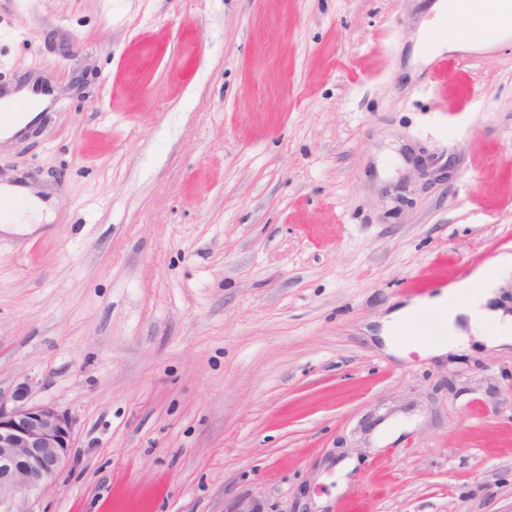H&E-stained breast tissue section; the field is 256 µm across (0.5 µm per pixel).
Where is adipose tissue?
<instances>
[{
	"label": "adipose tissue",
	"instance_id": "obj_1",
	"mask_svg": "<svg viewBox=\"0 0 512 512\" xmlns=\"http://www.w3.org/2000/svg\"><path fill=\"white\" fill-rule=\"evenodd\" d=\"M431 10L433 18L420 32L414 46L415 59L423 61L447 51L484 49V42L470 35L463 25L462 0H434ZM442 22L454 25L455 30L447 38H434L433 33ZM495 298V282L491 279L484 280L477 294L461 302L445 290L418 297L389 314L379 335L387 352L401 355V348L392 341L394 328L429 312L438 317L443 332L428 347V354L442 356L458 351L470 333L479 336L486 345L505 347L512 344V315L496 306Z\"/></svg>",
	"mask_w": 512,
	"mask_h": 512
}]
</instances>
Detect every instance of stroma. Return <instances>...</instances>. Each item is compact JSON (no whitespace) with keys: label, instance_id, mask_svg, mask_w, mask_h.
<instances>
[{"label":"stroma","instance_id":"obj_1","mask_svg":"<svg viewBox=\"0 0 512 512\" xmlns=\"http://www.w3.org/2000/svg\"><path fill=\"white\" fill-rule=\"evenodd\" d=\"M434 0H0L54 91L0 180V395L76 421L42 512H512V347L387 354L421 290L512 308V39ZM462 0H438L433 3L431 10L433 17L420 32L414 46V61L426 60L446 51L455 50H490L493 47L491 42H481L468 33L463 26V5ZM439 21H448L454 25L457 32L448 29L447 39H432L433 32L437 29ZM430 43V50L424 51V44ZM30 220H21L22 217L19 216H9L5 218L4 225L7 224H41L39 222L42 221V219L49 220V218L52 215V209L51 206L38 199V198H31L30 200ZM31 220L37 223H29Z\"/></svg>","mask_w":512,"mask_h":512}]
</instances>
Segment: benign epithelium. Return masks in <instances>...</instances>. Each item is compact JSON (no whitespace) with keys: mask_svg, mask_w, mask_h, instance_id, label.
Wrapping results in <instances>:
<instances>
[{"mask_svg":"<svg viewBox=\"0 0 512 512\" xmlns=\"http://www.w3.org/2000/svg\"><path fill=\"white\" fill-rule=\"evenodd\" d=\"M75 420L52 404H34L27 388L0 399V512H41L44 493L70 461Z\"/></svg>","mask_w":512,"mask_h":512,"instance_id":"1","label":"benign epithelium"}]
</instances>
